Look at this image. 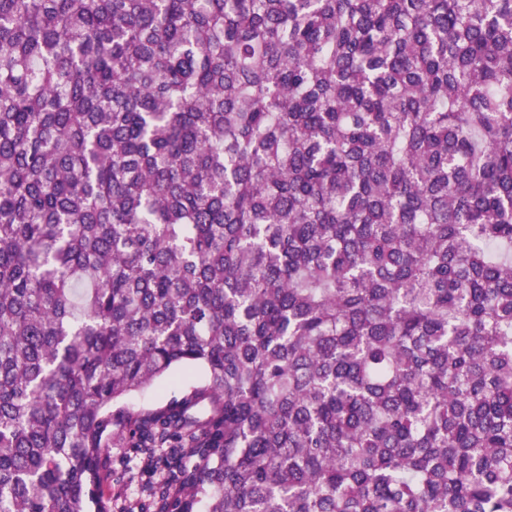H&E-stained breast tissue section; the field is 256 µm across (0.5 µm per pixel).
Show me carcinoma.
Returning <instances> with one entry per match:
<instances>
[{"mask_svg": "<svg viewBox=\"0 0 512 512\" xmlns=\"http://www.w3.org/2000/svg\"><path fill=\"white\" fill-rule=\"evenodd\" d=\"M116 428L155 512H512V0H0V512ZM206 380V373L200 366L179 368L169 378L162 379L141 392L133 393L121 405L131 411L152 409L171 398L179 397L187 387L205 383Z\"/></svg>", "mask_w": 512, "mask_h": 512, "instance_id": "carcinoma-1", "label": "carcinoma"}]
</instances>
